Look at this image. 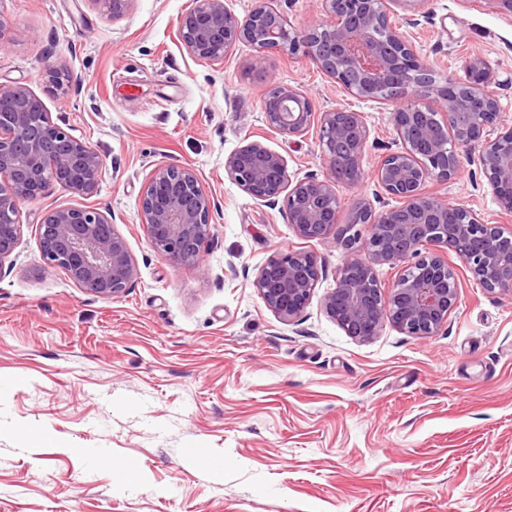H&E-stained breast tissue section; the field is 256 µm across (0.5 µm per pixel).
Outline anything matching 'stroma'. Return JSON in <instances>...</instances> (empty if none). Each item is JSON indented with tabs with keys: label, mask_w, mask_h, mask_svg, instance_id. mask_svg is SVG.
Returning a JSON list of instances; mask_svg holds the SVG:
<instances>
[{
	"label": "stroma",
	"mask_w": 512,
	"mask_h": 512,
	"mask_svg": "<svg viewBox=\"0 0 512 512\" xmlns=\"http://www.w3.org/2000/svg\"><path fill=\"white\" fill-rule=\"evenodd\" d=\"M193 0H0L9 25L0 84L33 91L68 134L102 156L90 196L53 186L22 209L15 265L0 274V512H512V300L459 279L437 335L392 326L359 342L324 312L348 257L296 235L227 175L245 139L281 153L294 177L324 178L317 130L286 138L261 112L269 86L305 91L316 110L364 113V177L343 206L373 200L374 169L395 145L392 104L340 92L310 61L258 57L240 43L223 63L177 39ZM407 33L438 75L474 53L512 122V16L491 0H419ZM79 83L53 91L48 65ZM193 167L222 205L196 266L153 251L138 199L158 165ZM429 193L512 226L478 164ZM109 210L138 265L112 300L46 270L36 226L54 206ZM312 251L322 272L303 318L281 323L254 280L282 250ZM111 454L93 465L90 454Z\"/></svg>",
	"instance_id": "1"
}]
</instances>
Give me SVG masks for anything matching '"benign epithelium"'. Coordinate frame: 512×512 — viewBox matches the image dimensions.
Wrapping results in <instances>:
<instances>
[{"label":"benign epithelium","instance_id":"1","mask_svg":"<svg viewBox=\"0 0 512 512\" xmlns=\"http://www.w3.org/2000/svg\"><path fill=\"white\" fill-rule=\"evenodd\" d=\"M417 2L317 0L330 22L299 29L288 23L279 0H253L242 17L224 0H194L178 22L182 47L198 61L222 62L231 46L246 43L262 55L308 58L352 97L398 103L392 122L399 149L385 155L374 175L382 192L401 202L388 210L377 213L359 199L341 214L337 188L362 179L369 128L363 113L346 106L315 111L308 94L294 86L274 85L263 95L265 123L288 137L319 125L331 178H291L286 158L257 140L240 146L224 164L251 197L269 205L283 202L288 224L304 239H334L339 224L367 229L342 241L350 248L362 244L365 257L338 269L336 287L323 300L326 314L360 341L378 336L387 323L414 338L434 336L446 326L459 302L458 275L445 257L450 251L482 288L512 298V229L424 191L429 180L448 183L479 145L478 161L494 200L512 215V124L502 122L498 100L488 92L495 79L483 57L466 60L464 78L441 79L392 25L395 9L408 11ZM46 77L62 93L77 81L63 65L48 66ZM338 144L345 146L339 154ZM101 166L99 153L71 139L30 89L0 84V271L13 264L22 206L54 185L93 194ZM138 207L154 251L174 266L199 263L219 204L194 169L155 168ZM37 227L47 267L64 271L84 293L112 299L136 282L138 265L109 211L51 208ZM384 264L399 271L386 289L376 272ZM320 270L316 253L282 251L260 269L254 284L280 320L294 323L313 297Z\"/></svg>","mask_w":512,"mask_h":512}]
</instances>
